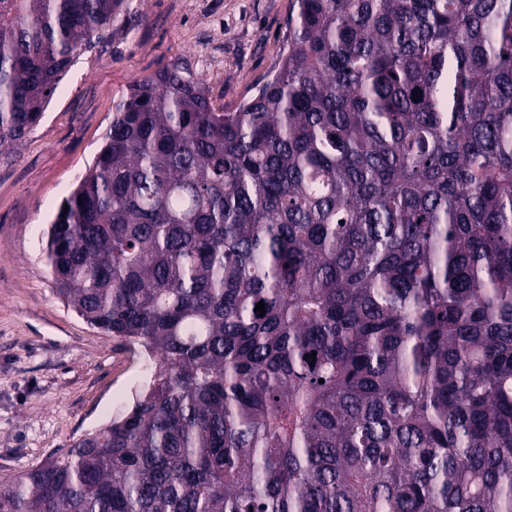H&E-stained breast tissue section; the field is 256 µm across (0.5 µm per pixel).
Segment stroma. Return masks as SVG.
I'll use <instances>...</instances> for the list:
<instances>
[{
	"instance_id": "obj_1",
	"label": "stroma",
	"mask_w": 512,
	"mask_h": 512,
	"mask_svg": "<svg viewBox=\"0 0 512 512\" xmlns=\"http://www.w3.org/2000/svg\"><path fill=\"white\" fill-rule=\"evenodd\" d=\"M294 0H125L83 50L24 142L0 152V482L39 465L130 404L142 353L57 298L43 232L87 174L135 80L176 61L235 110L278 68Z\"/></svg>"
}]
</instances>
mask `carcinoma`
I'll use <instances>...</instances> for the list:
<instances>
[{
	"instance_id": "obj_1",
	"label": "carcinoma",
	"mask_w": 512,
	"mask_h": 512,
	"mask_svg": "<svg viewBox=\"0 0 512 512\" xmlns=\"http://www.w3.org/2000/svg\"><path fill=\"white\" fill-rule=\"evenodd\" d=\"M123 4L0 0L1 150ZM296 4L235 111L113 106L47 261L151 384L0 512H512V0Z\"/></svg>"
}]
</instances>
